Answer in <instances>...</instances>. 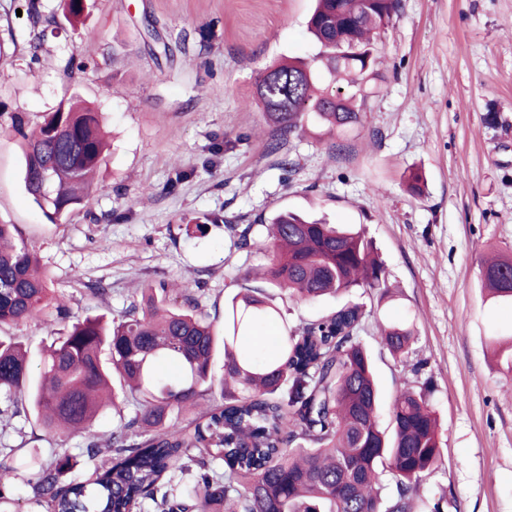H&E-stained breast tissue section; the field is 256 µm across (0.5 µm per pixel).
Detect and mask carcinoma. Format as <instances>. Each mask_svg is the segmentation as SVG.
I'll return each mask as SVG.
<instances>
[{
  "instance_id": "obj_1",
  "label": "carcinoma",
  "mask_w": 512,
  "mask_h": 512,
  "mask_svg": "<svg viewBox=\"0 0 512 512\" xmlns=\"http://www.w3.org/2000/svg\"><path fill=\"white\" fill-rule=\"evenodd\" d=\"M399 0H317L309 29L321 46L310 62L282 61L257 81L274 124L269 149L295 136L305 113L341 128L359 123L376 78L373 34ZM23 140L24 187L58 218L86 201L105 142L101 114L80 100L60 104L36 128L11 116ZM50 173V188L42 171ZM262 279L303 300L376 291L390 298L387 271L362 230L289 211L266 225ZM483 291L512 301V255L479 259ZM163 283L117 320L87 316L63 329L30 369L22 341L0 337V415L31 412L50 435L90 431L106 410L119 416L106 448L46 458L10 448L0 468L31 489L43 512H413L415 496L444 456L425 392L396 391L380 425V391L356 336L364 306L348 303L282 334L261 353L256 330L279 316L268 294L241 288L224 301V331L197 314L190 295ZM54 300L50 277L14 224H0V326L39 320ZM413 326L389 323L380 342L409 352ZM224 350V372L214 358ZM219 391L223 403L201 402ZM136 406L121 415L118 400ZM101 460L92 478L64 482L82 459Z\"/></svg>"
}]
</instances>
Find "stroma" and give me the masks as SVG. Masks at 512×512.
Masks as SVG:
<instances>
[{
	"label": "stroma",
	"mask_w": 512,
	"mask_h": 512,
	"mask_svg": "<svg viewBox=\"0 0 512 512\" xmlns=\"http://www.w3.org/2000/svg\"><path fill=\"white\" fill-rule=\"evenodd\" d=\"M33 4L56 19L37 43ZM313 4L89 0L71 24L60 0H0V224L35 245L67 310L0 334L22 339L35 364L65 321L118 317L140 289L173 281L220 328L225 298L263 285L249 272L265 262L259 244L275 214L361 226L391 299L359 289L304 301L273 288L282 319L264 334L363 304L357 335L384 403L404 386L432 390L446 446L423 492L446 494L443 512H512V374L491 344L512 337V305L478 286L481 252L512 253V0H399L361 124L337 133L304 117L302 135L272 154L256 79L279 58L317 54ZM73 56L90 69L69 67ZM74 95L103 112L110 149L89 203L52 219L25 191L10 117L40 122ZM413 168L426 176L419 196L405 183ZM204 215L211 223L196 225ZM382 321L414 325L406 358L379 344ZM114 424L107 413L91 435L58 438L33 415H5L0 448L32 440L75 453Z\"/></svg>",
	"instance_id": "obj_1"
}]
</instances>
